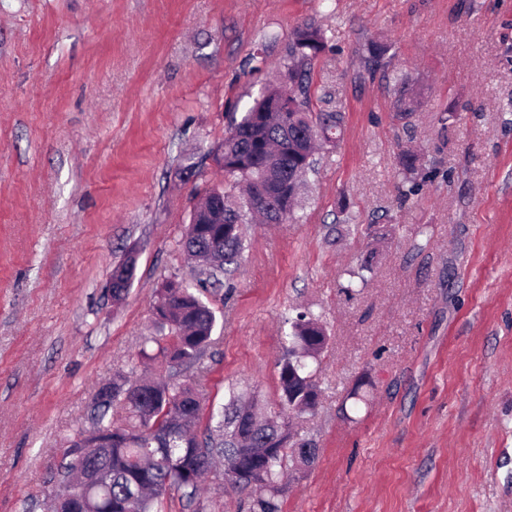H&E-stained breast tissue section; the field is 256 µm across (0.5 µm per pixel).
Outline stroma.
<instances>
[{"mask_svg":"<svg viewBox=\"0 0 512 512\" xmlns=\"http://www.w3.org/2000/svg\"><path fill=\"white\" fill-rule=\"evenodd\" d=\"M305 23L326 37L312 108L344 113L340 141L299 221L245 225L237 269L206 277L181 248L192 189L222 181L211 149ZM410 143L426 165L404 200ZM165 277L206 282L216 407L232 386L275 404L284 319L323 317L322 397L296 424L319 455L283 512H512V0H0V512H46L102 383L166 373L137 358ZM396 86L399 93V110L396 114V117L398 120L403 121L404 126H408L410 124V119L412 118L415 107L418 104V100L413 97L410 98L407 102L408 83L405 78H397ZM137 268V261L133 255L129 254L118 265L112 269V304L119 305L125 299L129 288L131 287ZM118 273V282L114 281L115 274Z\"/></svg>","mask_w":512,"mask_h":512,"instance_id":"stroma-1","label":"stroma"}]
</instances>
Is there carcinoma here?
<instances>
[{
    "label": "carcinoma",
    "instance_id": "obj_1",
    "mask_svg": "<svg viewBox=\"0 0 512 512\" xmlns=\"http://www.w3.org/2000/svg\"><path fill=\"white\" fill-rule=\"evenodd\" d=\"M325 48L323 30L297 27L282 57L277 82L229 123L224 139L212 150L224 174L218 185L194 187L183 250L209 272L230 271L245 249L243 224L253 216L266 224L292 220L300 184L315 170L319 146H337L343 127L339 112L311 107L310 70ZM368 68L383 65L386 47L368 42L360 48ZM403 125L410 124L416 98H407L408 83L396 79ZM288 104L273 110L283 96ZM321 129L313 140L309 132ZM421 156L407 149L399 156L406 174L414 173ZM265 196V206L254 199ZM137 268L130 255L112 269V304L119 305ZM155 333L144 339L141 357H162L168 375L152 379L112 378V395L94 398L93 428L70 441L71 460L50 498L49 512H161L162 500L182 493L195 503L200 485L216 463H224V489L247 497L248 512H281L288 491L284 474L317 455L313 440L294 433L293 419L313 413L321 390L316 381L328 336L319 317L299 311L288 319L283 354L277 362V410L263 412L258 397L235 388L227 402L209 414L205 394L191 382L177 381L184 371L203 373L204 359L215 346L214 310L201 291L175 278H164L152 306ZM112 428V436L101 434Z\"/></svg>",
    "mask_w": 512,
    "mask_h": 512
}]
</instances>
